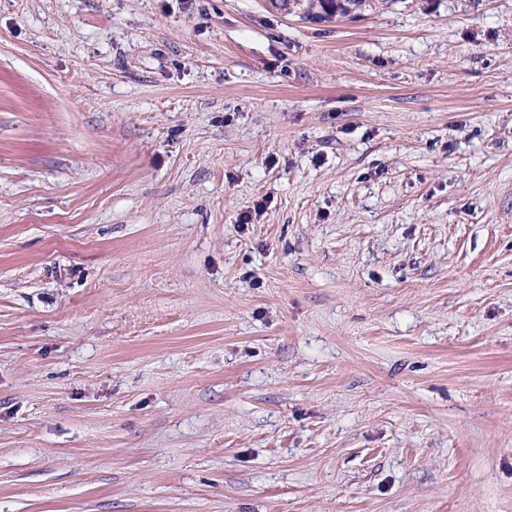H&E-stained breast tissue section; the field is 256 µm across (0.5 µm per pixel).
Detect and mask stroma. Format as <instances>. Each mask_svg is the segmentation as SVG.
Here are the masks:
<instances>
[{
	"label": "stroma",
	"mask_w": 512,
	"mask_h": 512,
	"mask_svg": "<svg viewBox=\"0 0 512 512\" xmlns=\"http://www.w3.org/2000/svg\"><path fill=\"white\" fill-rule=\"evenodd\" d=\"M0 512H512V0H0ZM275 10L297 12L299 17L311 22L354 18L365 0H268Z\"/></svg>",
	"instance_id": "1"
}]
</instances>
